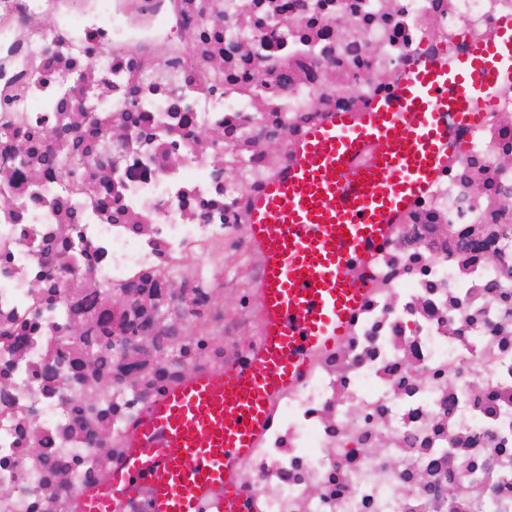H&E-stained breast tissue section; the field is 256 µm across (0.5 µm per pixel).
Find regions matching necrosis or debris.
<instances>
[{"instance_id":"1","label":"necrosis or debris","mask_w":512,"mask_h":512,"mask_svg":"<svg viewBox=\"0 0 512 512\" xmlns=\"http://www.w3.org/2000/svg\"><path fill=\"white\" fill-rule=\"evenodd\" d=\"M506 21L512 0H0V512H75L149 406L246 367L253 196L310 129ZM497 96L350 267L346 336L231 468L245 512H512V81Z\"/></svg>"}]
</instances>
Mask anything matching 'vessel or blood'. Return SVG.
<instances>
[{"instance_id": "vessel-or-blood-1", "label": "vessel or blood", "mask_w": 512, "mask_h": 512, "mask_svg": "<svg viewBox=\"0 0 512 512\" xmlns=\"http://www.w3.org/2000/svg\"><path fill=\"white\" fill-rule=\"evenodd\" d=\"M510 79L512 22L450 61L422 58L392 95L334 115L297 143L286 171L252 201L265 331L250 365L194 376L149 408L123 465L79 491L77 512H115L146 489L155 512H201L211 489L214 512H238L231 463L252 448L272 395L298 380L309 353L335 347L364 298L347 266L370 260L394 216L447 165L450 120L475 122ZM369 145L372 161L357 165Z\"/></svg>"}]
</instances>
